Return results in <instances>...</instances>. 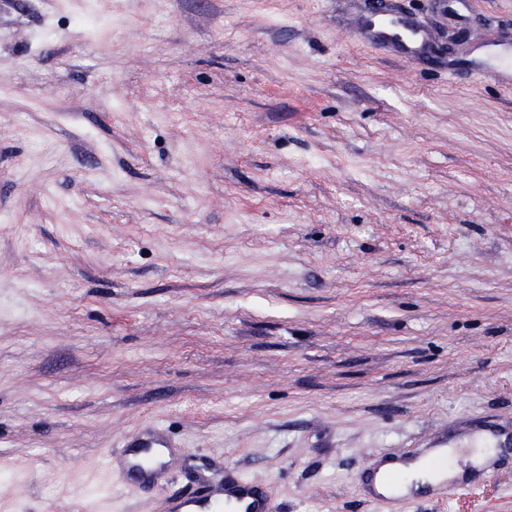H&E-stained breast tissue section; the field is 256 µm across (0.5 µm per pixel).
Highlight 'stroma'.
I'll return each mask as SVG.
<instances>
[{"instance_id":"obj_1","label":"stroma","mask_w":512,"mask_h":512,"mask_svg":"<svg viewBox=\"0 0 512 512\" xmlns=\"http://www.w3.org/2000/svg\"><path fill=\"white\" fill-rule=\"evenodd\" d=\"M384 3L431 55L366 43ZM467 3L0 0V512L228 467L275 512H512V448L475 492L357 480L512 431V0ZM149 421L156 489L106 465Z\"/></svg>"}]
</instances>
